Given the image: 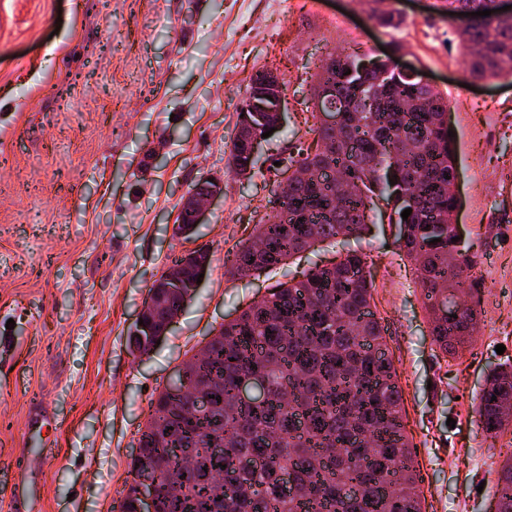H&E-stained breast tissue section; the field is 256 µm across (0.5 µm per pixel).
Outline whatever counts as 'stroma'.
I'll use <instances>...</instances> for the list:
<instances>
[{"instance_id":"1","label":"stroma","mask_w":512,"mask_h":512,"mask_svg":"<svg viewBox=\"0 0 512 512\" xmlns=\"http://www.w3.org/2000/svg\"><path fill=\"white\" fill-rule=\"evenodd\" d=\"M436 0H0V512L21 474L34 407L52 450L30 512H121L131 454L154 393L224 322L270 288L361 252L386 328L405 433L425 474L423 512H489L512 430L482 433L473 402L512 361V78L470 82ZM399 42L448 101L458 224L478 274L472 341L432 343L417 273L391 224L336 238L236 279L228 256L271 213V165L314 145L311 86L328 54ZM284 81L288 114L246 178L226 164L255 75ZM223 181L190 237L173 226L199 180ZM210 263L147 354L131 335L148 288L175 259ZM504 345L497 353L496 345ZM454 426H447V419Z\"/></svg>"}]
</instances>
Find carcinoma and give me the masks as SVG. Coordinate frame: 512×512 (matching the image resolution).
<instances>
[{"mask_svg": "<svg viewBox=\"0 0 512 512\" xmlns=\"http://www.w3.org/2000/svg\"><path fill=\"white\" fill-rule=\"evenodd\" d=\"M443 7L474 13L468 26L455 30L467 48L469 76L512 77V15H475L494 8V0H443ZM400 50L392 43L369 70L355 52L327 57L336 73L340 127L319 126L325 149L308 153L300 146L297 157L288 158L297 171L288 194L273 201L272 216L239 244L227 273L245 277L316 242L357 238L371 216L386 220L398 226L397 246L420 274L433 344L457 354L477 312L467 305L450 320L437 308L446 285L465 293L473 268L465 244L452 241L449 223L458 168L448 102L392 66ZM246 120L249 129L238 132L228 159L241 176L255 167L250 139L278 127V113H240L239 122ZM331 170L350 188L341 198ZM407 208L412 213L405 220ZM454 257L464 259V267L452 265ZM181 263L163 272L167 287L149 289L151 326L182 308L178 284L195 274ZM372 290L364 258L349 250L330 266L278 284L224 323L203 357L187 360L190 382H216L214 398L197 409V393L188 392L174 407L158 392L130 462V472L160 479L181 458L192 460L178 493L159 487L155 512H422L402 394L384 327L371 311ZM248 377L266 384L255 405L237 398ZM509 405L512 364H504L476 398L480 430L492 436L511 429ZM495 499V512H512V455L500 464Z\"/></svg>", "mask_w": 512, "mask_h": 512, "instance_id": "obj_1", "label": "carcinoma"}]
</instances>
